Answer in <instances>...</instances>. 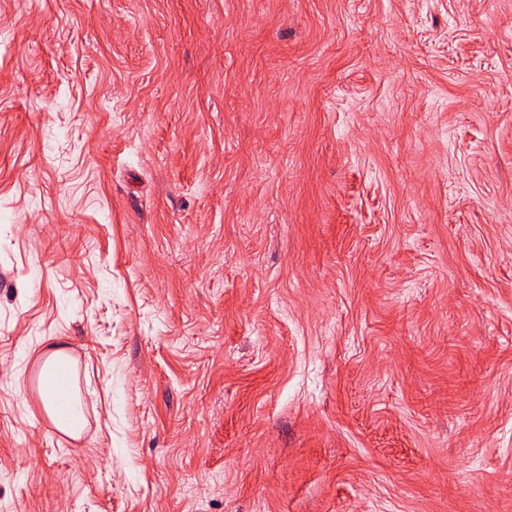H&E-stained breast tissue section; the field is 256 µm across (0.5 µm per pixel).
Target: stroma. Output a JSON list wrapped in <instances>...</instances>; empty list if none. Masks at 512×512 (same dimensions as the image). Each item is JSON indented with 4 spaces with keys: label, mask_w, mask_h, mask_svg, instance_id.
Returning a JSON list of instances; mask_svg holds the SVG:
<instances>
[{
    "label": "stroma",
    "mask_w": 512,
    "mask_h": 512,
    "mask_svg": "<svg viewBox=\"0 0 512 512\" xmlns=\"http://www.w3.org/2000/svg\"><path fill=\"white\" fill-rule=\"evenodd\" d=\"M0 512H512V0H0ZM60 367H65L67 376L59 371ZM68 385L69 389L74 386L75 390L68 403L67 390L61 393L63 404L67 403L70 409V412L62 413L58 406V394ZM40 398L55 427L72 438L79 439L84 428L83 401L77 391L76 370L73 379L72 358L62 350L50 352L41 367Z\"/></svg>",
    "instance_id": "1"
}]
</instances>
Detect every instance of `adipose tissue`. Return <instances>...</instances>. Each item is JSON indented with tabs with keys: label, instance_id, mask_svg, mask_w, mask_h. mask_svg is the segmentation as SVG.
<instances>
[{
	"label": "adipose tissue",
	"instance_id": "1",
	"mask_svg": "<svg viewBox=\"0 0 512 512\" xmlns=\"http://www.w3.org/2000/svg\"><path fill=\"white\" fill-rule=\"evenodd\" d=\"M71 365V357L63 351L55 350L48 354L41 367L40 398L55 427L77 439L84 428L83 401L80 394H73L67 408L63 409L58 405L59 392L74 383L73 377L65 373L66 368Z\"/></svg>",
	"mask_w": 512,
	"mask_h": 512
}]
</instances>
